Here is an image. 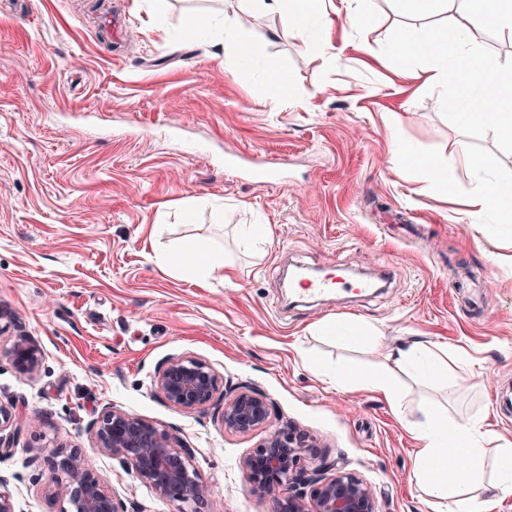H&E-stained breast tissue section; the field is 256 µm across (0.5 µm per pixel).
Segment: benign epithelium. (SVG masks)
Masks as SVG:
<instances>
[{"label": "benign epithelium", "instance_id": "benign-epithelium-1", "mask_svg": "<svg viewBox=\"0 0 512 512\" xmlns=\"http://www.w3.org/2000/svg\"><path fill=\"white\" fill-rule=\"evenodd\" d=\"M10 356L23 375L36 374L39 350L26 340L16 342ZM218 375L194 356L166 360L154 376L156 392L176 409L206 407ZM267 397L245 386L224 393V429L248 433L267 427ZM91 448L120 461L133 477L160 499L179 503L178 512H199L208 490L192 464L189 448L169 431L116 407H105L87 426ZM306 440L291 431L275 430L243 461L247 483L273 502L272 512H378L374 490L355 474L325 459L310 468L303 464ZM48 501L64 504L59 512H127L123 502L85 465V450H52Z\"/></svg>", "mask_w": 512, "mask_h": 512}]
</instances>
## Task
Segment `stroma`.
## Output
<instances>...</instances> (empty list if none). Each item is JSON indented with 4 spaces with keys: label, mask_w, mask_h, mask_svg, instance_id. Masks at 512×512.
<instances>
[{
    "label": "stroma",
    "mask_w": 512,
    "mask_h": 512,
    "mask_svg": "<svg viewBox=\"0 0 512 512\" xmlns=\"http://www.w3.org/2000/svg\"><path fill=\"white\" fill-rule=\"evenodd\" d=\"M166 4L158 20L152 0H110L123 18L114 42L91 0H0V404L13 413L0 477L15 512H51L40 449L56 445L85 449L128 512H176L90 450L87 425L106 406L192 448L211 512H272L242 471L268 432L224 429L226 384L264 394L272 427L313 440L306 462L356 474L379 512H433L407 429L426 404L486 418L497 435L488 454L512 441V410L494 404L512 390V225L469 202L477 178L512 179V142L441 107L462 92L429 80L423 59L400 65L396 41L414 20L392 0H326L323 49L246 0ZM350 7L368 13L361 30L343 25ZM192 16L236 23L257 66L227 70L223 47L185 33ZM474 35L468 51L511 75L512 31ZM265 70L287 74L295 99L268 98ZM400 140L447 164L450 187L426 182L414 162L394 168ZM232 155L283 160L286 180H243L224 165ZM255 222L270 241L248 251L235 228ZM172 239L223 249L228 279L168 274ZM388 262L386 287L362 297L301 300L287 286L296 264L375 273ZM350 316L378 347L311 330ZM22 339L41 353L31 377L10 356ZM415 343L461 355L467 380L401 376L396 412L325 375ZM178 355L216 371L207 407L177 410L157 394L158 368Z\"/></svg>",
    "instance_id": "1"
}]
</instances>
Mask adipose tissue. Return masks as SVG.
<instances>
[{"label":"adipose tissue","mask_w":512,"mask_h":512,"mask_svg":"<svg viewBox=\"0 0 512 512\" xmlns=\"http://www.w3.org/2000/svg\"><path fill=\"white\" fill-rule=\"evenodd\" d=\"M272 12H286L290 27L299 35L309 34L317 22L326 16V0H259ZM404 11L420 19L421 25L409 29L401 39L400 57L414 55L428 61L430 78L450 82L465 89L482 86L481 103L465 118L483 124L503 139L512 141V77L498 75L485 59L462 54L459 43L470 37L475 24L512 29V0H398ZM452 12L453 24L440 27L430 24V17ZM190 30L197 39L224 44L226 63L232 67L248 64L251 55L233 25H223L208 19L192 21ZM475 206L498 210L505 222H512V181L481 179L471 189ZM194 251L206 258L200 273L214 276L229 265L223 250L201 239ZM178 240L170 241L165 261L171 274L181 277L190 268L183 260L187 249ZM458 357L435 353L429 347L415 344L389 355L381 367L368 374L354 376L346 366L337 367L331 382L342 388L361 387L382 395L391 407H398L400 394L396 386L398 372L413 369L434 376L447 375L458 367ZM410 430L419 443L416 471L426 480L425 492L431 497L437 512H472L475 503H482L492 512L501 496L512 494V447L503 446L497 462L495 478L486 479L487 442L495 440L494 431L486 428L483 418H450L435 405L423 410L421 421ZM456 449L464 459V467L448 461L449 449Z\"/></svg>","instance_id":"1"}]
</instances>
